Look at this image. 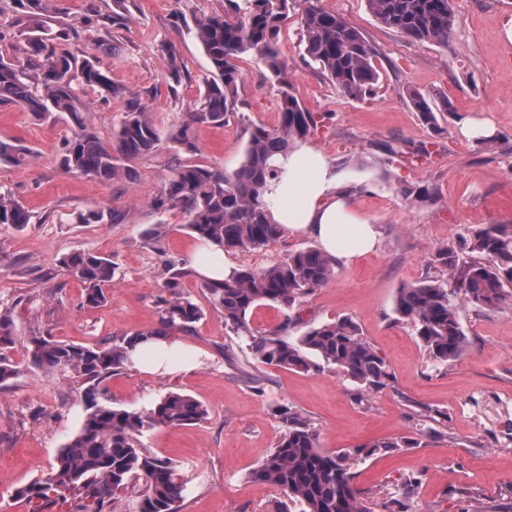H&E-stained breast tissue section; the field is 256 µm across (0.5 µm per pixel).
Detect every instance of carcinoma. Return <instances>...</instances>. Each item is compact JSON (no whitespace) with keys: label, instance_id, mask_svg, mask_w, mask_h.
I'll return each mask as SVG.
<instances>
[{"label":"carcinoma","instance_id":"cac0c4a2","mask_svg":"<svg viewBox=\"0 0 512 512\" xmlns=\"http://www.w3.org/2000/svg\"><path fill=\"white\" fill-rule=\"evenodd\" d=\"M222 14L196 21L194 35L220 81L208 85L200 108L168 139L194 153L198 146L194 126H224L234 109L241 73L237 61L254 53L279 85L280 119L277 127L255 128L244 158L231 172L202 164H180L175 175L150 201L158 212L180 210L186 228L201 240L224 250L261 249L283 234L271 222L263 199L267 182L276 176L271 159L313 135L328 118L301 104L293 91L288 68L277 45L282 24L291 9H301L304 54L341 94L364 99L375 94L379 72L376 49L354 26L326 10L321 0H225ZM24 17L26 60L0 53V106H19L36 117L63 112L72 127L61 159L71 173L108 182L127 171L126 163L154 150L162 140L148 107L140 97L112 82L97 60L77 59L59 51L55 43L67 40V31L51 15L48 0H14ZM380 24L415 41L448 43L455 26L452 0H367ZM168 78L179 82L181 61L173 43L162 47ZM91 89L105 97L126 99V110L112 141H103L88 115L79 92ZM424 120L435 123L430 101L412 97ZM33 150L14 139H0V164L24 165ZM412 202L426 205L435 200L432 188L404 187ZM30 211L10 195L0 193V226L23 229L31 223ZM471 251L486 260L459 263L454 250L441 247L432 260L448 272L446 279H424L399 289L394 312L401 323H410L429 359L448 364L469 348L458 312V303L479 310L512 307V224H492L477 231ZM61 267L84 287V304L96 307L106 296L104 287L114 282L112 260L93 251L60 258ZM334 273L333 261L317 248L288 254L262 269H232L222 281H203L209 305L224 313V323L241 337L253 358L262 364L301 372L336 368L357 387V400L391 385L383 357L362 337L349 318L311 326L298 336L289 334L292 318L271 330H257L248 319L261 304L292 308L300 297L324 287ZM191 271H174L164 284L159 327L138 331L105 345H79L58 341L49 334L31 337L28 363L42 371L70 372L82 379L84 417L78 432L60 450L56 462L17 495L38 502V510L69 503L73 512H111L113 501L142 482L139 512H181L185 482L177 466L167 458L145 451L140 437L149 428L202 423L207 408L194 397L168 391L145 406L114 408L105 383L132 366L130 351L155 333H188L204 316L192 295L182 290V279ZM13 310L0 309V349L14 343ZM284 431L274 450L249 473V480L281 490L284 500L276 512H372L364 491L355 484L348 461L380 451L412 448L414 442L393 438L333 454L319 446L309 419L286 408L277 409ZM417 481L408 477L384 507L394 512H413Z\"/></svg>","mask_w":512,"mask_h":512}]
</instances>
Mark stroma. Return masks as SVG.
Segmentation results:
<instances>
[{"instance_id":"stroma-1","label":"stroma","mask_w":512,"mask_h":512,"mask_svg":"<svg viewBox=\"0 0 512 512\" xmlns=\"http://www.w3.org/2000/svg\"><path fill=\"white\" fill-rule=\"evenodd\" d=\"M504 0H453L457 23L447 43H422L382 27L367 0H323L326 9L359 29L375 46L380 72L372 98L344 97L304 54L299 11H291L279 51L306 108L329 114L327 127L310 141L363 189L356 209L378 231L375 252L336 263L322 288L293 309L298 331L352 319L384 358L390 387L357 402L355 386L336 369L298 372L258 363L245 343L224 325L223 313L205 316L182 340L199 365L160 377L136 368L108 383L117 406L142 407L169 391L204 403V423L158 427L142 437L144 448L172 460L186 482L182 512H273L281 493L251 482L248 474L276 447L283 426L276 406L308 418L323 450L337 452L386 438L410 437L418 445L353 463L356 484L384 498L409 476L420 485L415 512H512V442L503 433L512 421V312L460 305L469 349L458 361L432 362L411 325L393 311L400 288L441 276L434 248L451 246L459 259L472 256L470 239L490 224H512V52L504 25L512 9ZM224 0H52L68 29L64 49L96 57L114 83L137 93L154 124L169 133L193 110L213 78L194 35L196 18L220 13ZM124 24L113 25L114 16ZM181 54L182 79L170 85L161 46ZM242 82L235 112L224 126H198L199 150L190 155L162 141L130 164L131 175L107 183L64 170L60 159L72 127L66 115L40 118L11 105L0 107V137L33 149L27 165H0V191L27 207L32 221L22 230L0 228V308L14 311L15 343L8 351L18 376L0 386V512H32L16 498L53 464L83 419L84 385L71 374L27 367L29 338L39 331L75 344H95L158 327V300L168 274L164 260L190 263L196 238L177 210L155 212L150 199L193 162L236 168L249 130L275 127L278 85L253 54L238 62ZM429 98L436 116L426 124L411 98ZM82 98L103 140H111L124 101L89 90ZM495 136V143L482 139ZM398 142L402 156L382 146ZM428 149L427 159L408 164L404 153ZM435 186L434 203L418 205L401 189ZM103 219L80 224L78 213ZM302 234L282 235L256 250H229L227 267L271 266L288 253L313 246ZM92 250L117 265L106 300L83 304V287L60 266L63 255ZM264 381L246 383L243 373ZM432 437H425V430Z\"/></svg>"}]
</instances>
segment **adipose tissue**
Here are the masks:
<instances>
[{
    "label": "adipose tissue",
    "instance_id": "obj_1",
    "mask_svg": "<svg viewBox=\"0 0 512 512\" xmlns=\"http://www.w3.org/2000/svg\"><path fill=\"white\" fill-rule=\"evenodd\" d=\"M276 176L267 184L270 218L286 232L315 239L332 259L350 262L376 246L374 227L353 205V191L344 186L330 158L310 142L296 143L288 153L273 157ZM183 342L174 336H158L138 345L135 365L150 364L154 373L169 375L193 369V362L168 361L181 352Z\"/></svg>",
    "mask_w": 512,
    "mask_h": 512
}]
</instances>
